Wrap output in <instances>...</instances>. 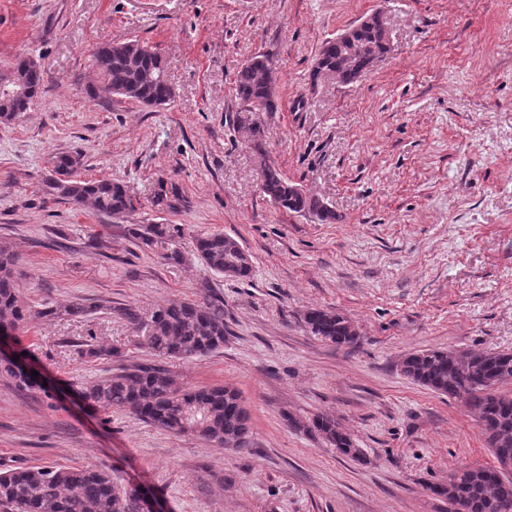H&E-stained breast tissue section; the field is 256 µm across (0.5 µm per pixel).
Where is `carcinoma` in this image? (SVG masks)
I'll return each mask as SVG.
<instances>
[{
	"instance_id": "obj_1",
	"label": "carcinoma",
	"mask_w": 512,
	"mask_h": 512,
	"mask_svg": "<svg viewBox=\"0 0 512 512\" xmlns=\"http://www.w3.org/2000/svg\"><path fill=\"white\" fill-rule=\"evenodd\" d=\"M129 43L99 44L93 66L101 85L89 84L91 96L101 93L124 96L147 107H159L173 100L166 78L164 59L151 47L137 43V53L129 58ZM388 53L383 32L364 27L354 33L352 51L325 41L312 66L310 77L317 80L332 75L342 85L355 82L378 55ZM272 61L257 55L245 62L235 76V94L243 112H274L278 108L275 76L267 74ZM10 73L30 94L0 102V122L8 123L30 109L40 96L42 72L29 57L17 59L0 77ZM79 160L69 154L53 157L52 173L46 178L48 194L110 217L120 218L137 210V199L118 180H85L74 177ZM261 192L277 207L293 213L309 214L331 224L336 213L321 199L303 190H293L275 165L262 169ZM183 200L179 186L157 182L151 206L163 213L175 211V200ZM127 233L138 246L147 248L168 262L179 263L183 254L177 246L182 237L178 224H131ZM195 252L214 273L246 279L251 261L235 238L221 232L195 237ZM18 256L0 246V328L15 332L41 318L81 319L99 310L124 320L141 339V344L163 360H188L224 347V299L208 290L195 300L175 301L143 312L134 306L112 307L103 302L74 303L64 307L34 308L20 299L16 267ZM307 331L336 347L357 344L359 332L347 317L329 309L310 308L304 315ZM81 356L101 359L119 356V351L87 344ZM25 355L0 357V376L20 390L42 388L38 378L24 377L20 364ZM398 370L411 380L443 396L462 401L476 415L486 447L495 465L462 467L448 476V482L429 487L435 499L445 504V512H458L465 503L467 512H512V472L496 475L499 465L512 462V351H470L425 349L405 355ZM85 404L103 411L131 413L153 426L177 434H192L235 452L251 450L253 429L250 412L240 392L231 386L188 388L179 384L169 370L160 366L123 367L98 377L80 389ZM289 424L318 434L341 455L362 456L353 438L332 416L317 415L308 422L288 418ZM0 509L3 512H142L138 490L118 484L108 466L21 467L0 471Z\"/></svg>"
}]
</instances>
